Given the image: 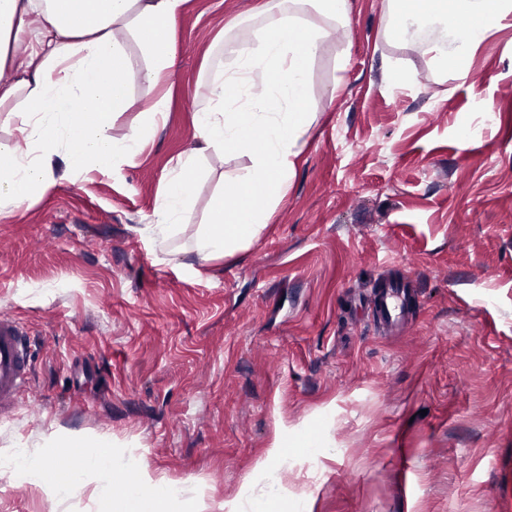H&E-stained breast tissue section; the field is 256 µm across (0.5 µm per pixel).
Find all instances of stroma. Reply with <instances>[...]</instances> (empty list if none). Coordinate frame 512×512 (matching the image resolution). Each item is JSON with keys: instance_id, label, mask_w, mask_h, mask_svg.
I'll return each instance as SVG.
<instances>
[{"instance_id": "stroma-1", "label": "stroma", "mask_w": 512, "mask_h": 512, "mask_svg": "<svg viewBox=\"0 0 512 512\" xmlns=\"http://www.w3.org/2000/svg\"><path fill=\"white\" fill-rule=\"evenodd\" d=\"M262 0H186L167 122L135 164L56 179L30 210L0 219V314L33 357L0 453L39 445L58 474L68 442L112 438L154 482L204 512H236L278 470L271 512H512V18L490 30L468 74L384 35V0H349L350 23L321 43L308 94L318 117L296 178L260 237L235 257L157 260L140 227L172 160L194 144L205 55L216 32ZM120 138L143 122L130 42ZM400 64L406 82L389 79ZM208 157L193 221L224 176ZM409 277L401 334L366 297ZM318 442L315 454L302 443ZM94 479L59 504L35 473L0 468V512H152Z\"/></svg>"}]
</instances>
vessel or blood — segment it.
<instances>
[{
  "mask_svg": "<svg viewBox=\"0 0 512 512\" xmlns=\"http://www.w3.org/2000/svg\"><path fill=\"white\" fill-rule=\"evenodd\" d=\"M408 285L391 279L382 282L372 296L375 320L389 330L403 325L407 314ZM30 342L12 320L0 317V418L9 417L29 387Z\"/></svg>",
  "mask_w": 512,
  "mask_h": 512,
  "instance_id": "obj_1",
  "label": "vessel or blood"
}]
</instances>
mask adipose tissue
Segmentation results:
<instances>
[{
	"instance_id": "obj_1",
	"label": "adipose tissue",
	"mask_w": 512,
	"mask_h": 512,
	"mask_svg": "<svg viewBox=\"0 0 512 512\" xmlns=\"http://www.w3.org/2000/svg\"><path fill=\"white\" fill-rule=\"evenodd\" d=\"M186 0H0V112L11 124V144L0 145V215L29 209L55 182L57 167L76 179L140 157L152 127L167 110L159 93L175 65L174 34ZM385 34L432 52L441 66L464 67L486 33L512 15V0H386ZM261 23L237 46L230 21L217 39L224 69L200 71L205 102L193 115L195 143L166 171L144 233L159 248L178 242L195 260L231 258L249 248L286 196L297 172L303 138L316 114L307 96L317 47L349 23L348 0H264ZM32 45L11 55L24 34ZM147 58L139 74L148 103L141 128L111 134L127 97L129 38ZM209 155L245 158L224 178L206 225L191 228L199 161ZM103 439L72 440L74 480L93 472L107 495L121 478L137 499H183L185 487L145 480L143 464L102 449Z\"/></svg>"
}]
</instances>
